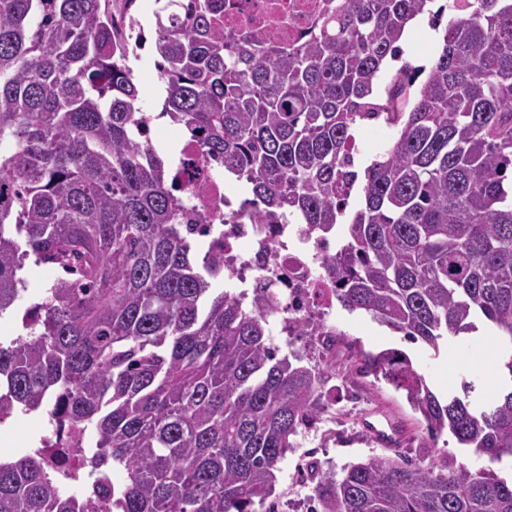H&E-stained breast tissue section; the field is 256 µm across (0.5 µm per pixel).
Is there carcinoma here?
I'll list each match as a JSON object with an SVG mask.
<instances>
[{"label":"carcinoma","instance_id":"carcinoma-1","mask_svg":"<svg viewBox=\"0 0 512 512\" xmlns=\"http://www.w3.org/2000/svg\"><path fill=\"white\" fill-rule=\"evenodd\" d=\"M112 2L0 0V317L20 311L27 258L61 270L0 341V414L82 425L90 472L124 479L75 492L68 466L30 452L0 461V512H259L325 412V372L270 342L277 283L258 281L250 307L214 287L224 257L197 256ZM430 2L327 0L288 47L272 27L224 33V0H155L159 116L245 182L261 223L288 213L336 236L324 275L345 310L436 353L481 323L509 346L496 367L512 382V0H459L430 68L403 65L378 102ZM383 112L395 136L361 175L350 139ZM355 358L485 465L421 466L400 442L339 480L314 462L310 512H512L495 469L512 457V385L479 407L472 383L437 393L402 352Z\"/></svg>","mask_w":512,"mask_h":512}]
</instances>
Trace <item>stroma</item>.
I'll return each mask as SVG.
<instances>
[{
  "instance_id": "obj_1",
  "label": "stroma",
  "mask_w": 512,
  "mask_h": 512,
  "mask_svg": "<svg viewBox=\"0 0 512 512\" xmlns=\"http://www.w3.org/2000/svg\"><path fill=\"white\" fill-rule=\"evenodd\" d=\"M157 60L153 45L148 42L140 50L138 58L132 61L145 109L154 115L160 111L164 98ZM327 322L334 325L341 335L335 358L319 359L309 344L302 347L301 356L304 362L319 365L327 371L332 384L339 387L341 394L336 398V416L345 422L347 430L332 444L321 436L317 428L300 429L293 450L281 463L277 474L275 512H307L313 487L293 482L292 474L297 462H318L323 471L340 477L351 463L388 454L387 446L365 432L364 424L368 421L379 426L394 423L407 426L413 435L412 456L419 464L450 462L471 469L481 467L482 461L473 450L459 447L450 434L430 441L404 391L395 389L379 375L360 373L346 376L343 363L346 347L350 344L372 353L399 349L411 358L434 391L456 392L462 381L467 380L478 384V396L485 399L495 393L497 386L496 365L485 344L486 329L449 337L435 351L422 343L404 340L401 334L379 324L367 314L351 313L339 305L334 307Z\"/></svg>"
}]
</instances>
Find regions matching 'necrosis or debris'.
Masks as SVG:
<instances>
[{
  "mask_svg": "<svg viewBox=\"0 0 512 512\" xmlns=\"http://www.w3.org/2000/svg\"><path fill=\"white\" fill-rule=\"evenodd\" d=\"M323 0H225L224 30L275 27L280 39L299 42L321 15ZM180 159L174 169L182 196L202 213L193 237L207 255L224 256L226 283L249 293L252 283L267 274L283 283L288 310L282 320L303 318L322 323L335 298L324 278V263L335 253V239H321L303 224H259L238 210L235 196L225 189L224 177L205 162L196 145L180 144ZM233 215L225 223V215Z\"/></svg>",
  "mask_w": 512,
  "mask_h": 512,
  "instance_id": "obj_1",
  "label": "necrosis or debris"
}]
</instances>
